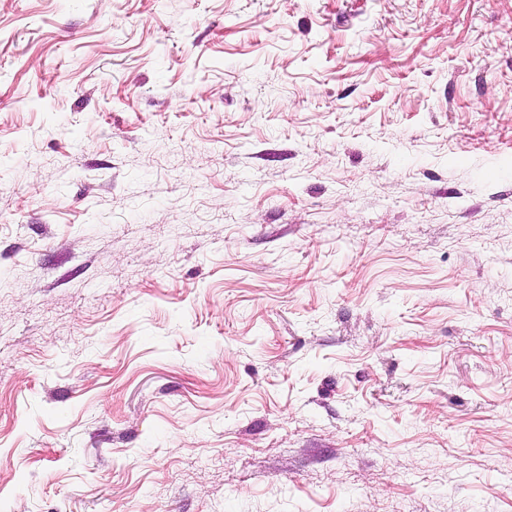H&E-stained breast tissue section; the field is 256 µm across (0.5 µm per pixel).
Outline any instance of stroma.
I'll return each instance as SVG.
<instances>
[{
    "mask_svg": "<svg viewBox=\"0 0 512 512\" xmlns=\"http://www.w3.org/2000/svg\"><path fill=\"white\" fill-rule=\"evenodd\" d=\"M0 512H512V0H0Z\"/></svg>",
    "mask_w": 512,
    "mask_h": 512,
    "instance_id": "35a3bbf8",
    "label": "stroma"
}]
</instances>
